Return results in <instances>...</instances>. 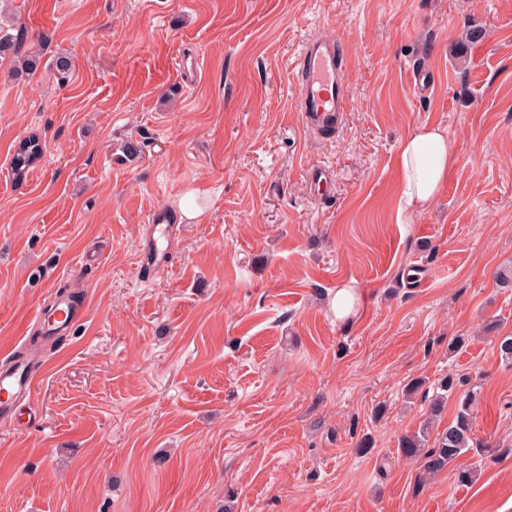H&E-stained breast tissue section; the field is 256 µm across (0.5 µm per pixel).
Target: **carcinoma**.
Masks as SVG:
<instances>
[{
    "mask_svg": "<svg viewBox=\"0 0 512 512\" xmlns=\"http://www.w3.org/2000/svg\"><path fill=\"white\" fill-rule=\"evenodd\" d=\"M43 147L40 139L29 136L19 142L12 158V171L16 179L25 178L29 170L42 155ZM463 386V380L451 375L441 380L439 392L429 402V418L441 416L444 401L448 396ZM472 395L464 393L458 396V410L455 419L448 427L438 432L432 448H426L430 435V423H425L416 432L404 435L399 448L404 457L419 459L425 474H435L444 469L460 456L476 446L472 432Z\"/></svg>",
    "mask_w": 512,
    "mask_h": 512,
    "instance_id": "carcinoma-1",
    "label": "carcinoma"
}]
</instances>
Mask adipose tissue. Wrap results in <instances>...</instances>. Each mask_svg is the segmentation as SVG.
Instances as JSON below:
<instances>
[{"label": "adipose tissue", "mask_w": 512, "mask_h": 512, "mask_svg": "<svg viewBox=\"0 0 512 512\" xmlns=\"http://www.w3.org/2000/svg\"><path fill=\"white\" fill-rule=\"evenodd\" d=\"M455 156V140L438 126L416 127L400 140L397 162L404 206L399 223L409 222L435 199Z\"/></svg>", "instance_id": "adipose-tissue-1"}]
</instances>
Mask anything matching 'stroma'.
I'll list each match as a JSON object with an SVG mask.
<instances>
[{
  "label": "stroma",
  "instance_id": "stroma-1",
  "mask_svg": "<svg viewBox=\"0 0 512 512\" xmlns=\"http://www.w3.org/2000/svg\"><path fill=\"white\" fill-rule=\"evenodd\" d=\"M318 33L349 75L330 138L294 109ZM5 36L0 353L60 286L84 317L0 421V512H512V0H0ZM422 124L457 158L400 224L397 147ZM160 205L199 214L147 274ZM450 374L484 449L427 480L398 441ZM43 147L37 136H29L19 142L12 158V171L17 180L25 178L42 155Z\"/></svg>",
  "mask_w": 512,
  "mask_h": 512
}]
</instances>
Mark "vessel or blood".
<instances>
[{
  "label": "vessel or blood",
  "mask_w": 512,
  "mask_h": 512,
  "mask_svg": "<svg viewBox=\"0 0 512 512\" xmlns=\"http://www.w3.org/2000/svg\"><path fill=\"white\" fill-rule=\"evenodd\" d=\"M298 94L295 107L304 128L312 134L332 135L348 110L349 90L340 43L333 36L317 35L307 40L293 64ZM179 222L178 214L164 206L150 215L147 234L139 247L141 271L153 272L168 266L170 238ZM76 326L74 311L67 298H59L48 322L54 335H70ZM32 365H9L0 369V420L12 418L21 399L34 391Z\"/></svg>",
  "instance_id": "obj_1"
}]
</instances>
